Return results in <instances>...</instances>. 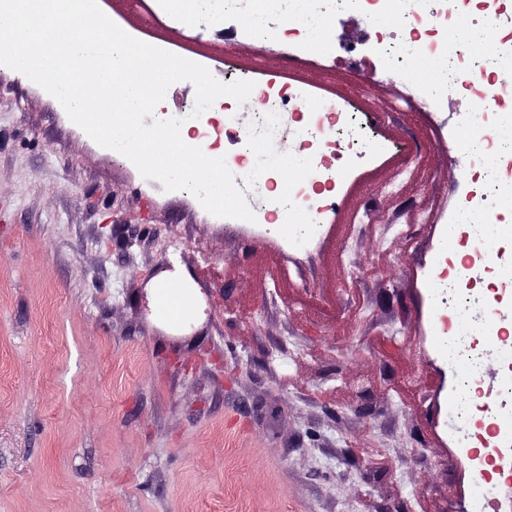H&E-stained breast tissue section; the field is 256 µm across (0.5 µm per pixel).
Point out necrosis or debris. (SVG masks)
Instances as JSON below:
<instances>
[{
  "instance_id": "obj_1",
  "label": "necrosis or debris",
  "mask_w": 512,
  "mask_h": 512,
  "mask_svg": "<svg viewBox=\"0 0 512 512\" xmlns=\"http://www.w3.org/2000/svg\"><path fill=\"white\" fill-rule=\"evenodd\" d=\"M512 0H398L394 11H387L385 0H336L340 13L363 12L370 16L390 13L405 36L399 41L378 42L374 48L377 67L398 81L414 84L413 57L427 55L448 61L443 83L424 87L435 111L448 105L449 96L473 101L471 109L461 111L459 125L473 145L469 165L471 185L463 203L450 211L448 224L460 226L459 245L465 248L464 266L481 264L493 284L489 296L469 288L462 276L453 272L454 264L445 251L435 252L427 277L432 285L430 334L434 348L456 377L451 394L450 417L458 430V447L472 468L473 483L468 512H501L512 500V487L492 482L488 464L512 473V343L503 339L502 328L489 327L488 316L503 320L504 298L512 294V268L487 260L482 251L485 236H505L512 232V215L494 206L495 201L512 199V150L500 148L488 134L492 126H512V81L497 79L500 71L512 70V28H502L500 18ZM496 31L497 39L487 58L459 49L458 33L475 26ZM254 122L269 113L296 112L306 131L301 143L305 157L313 164L312 173L297 185L292 197L307 210L316 223L315 237H322L331 223L335 203L327 192L347 178L372 155L389 151L384 142L374 141L376 122L358 108L336 103H310L309 92L300 86L277 89L256 80L253 89ZM493 95V106H485L486 95ZM248 126L232 113L223 121H210L194 129V137L208 140L212 150H220L223 139H231L238 150L237 165L250 170L255 156L247 146ZM488 204L480 220L464 218L466 206L474 200ZM500 337L499 361L503 377L498 383L486 380V345Z\"/></svg>"
}]
</instances>
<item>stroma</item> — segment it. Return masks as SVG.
I'll return each mask as SVG.
<instances>
[{
	"instance_id": "obj_1",
	"label": "stroma",
	"mask_w": 512,
	"mask_h": 512,
	"mask_svg": "<svg viewBox=\"0 0 512 512\" xmlns=\"http://www.w3.org/2000/svg\"><path fill=\"white\" fill-rule=\"evenodd\" d=\"M100 8L217 79L230 62L379 113L396 148L293 253L144 179L0 66V512H464L425 277L471 178L445 137L462 103L433 111L375 71L372 45L402 33L359 12L292 66L220 10L188 27L160 0ZM165 266L200 303L180 331L146 302Z\"/></svg>"
}]
</instances>
